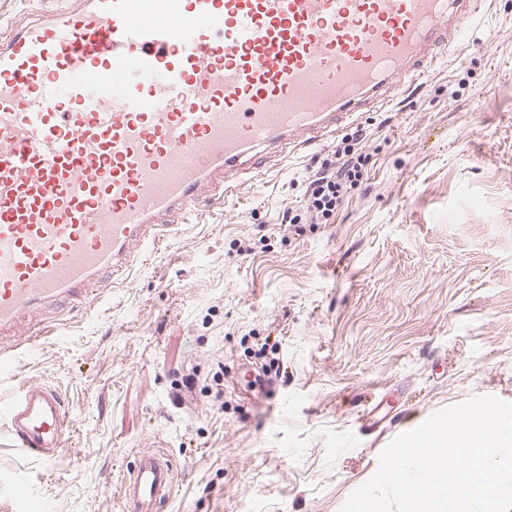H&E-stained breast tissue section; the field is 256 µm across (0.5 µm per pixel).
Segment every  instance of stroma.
Masks as SVG:
<instances>
[{
  "label": "stroma",
  "mask_w": 512,
  "mask_h": 512,
  "mask_svg": "<svg viewBox=\"0 0 512 512\" xmlns=\"http://www.w3.org/2000/svg\"><path fill=\"white\" fill-rule=\"evenodd\" d=\"M419 84L359 117L372 158L328 223L298 208L329 138L228 191L53 334L11 352L0 396L57 389L74 420L55 467L0 421V512H121L146 450L160 512H340L398 435L473 396L512 402V0ZM224 378V406L204 388ZM192 396L177 399L182 376ZM383 415L366 434L362 416ZM172 466L153 450L140 453L118 491L123 512H157L173 490Z\"/></svg>",
  "instance_id": "stroma-1"
}]
</instances>
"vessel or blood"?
Segmentation results:
<instances>
[{"mask_svg": "<svg viewBox=\"0 0 512 512\" xmlns=\"http://www.w3.org/2000/svg\"><path fill=\"white\" fill-rule=\"evenodd\" d=\"M478 0H72L0 37V344L80 308L176 223L465 52ZM46 463L71 413L30 382L0 400ZM170 463L140 453L123 512H158Z\"/></svg>", "mask_w": 512, "mask_h": 512, "instance_id": "vessel-or-blood-1", "label": "vessel or blood"}]
</instances>
